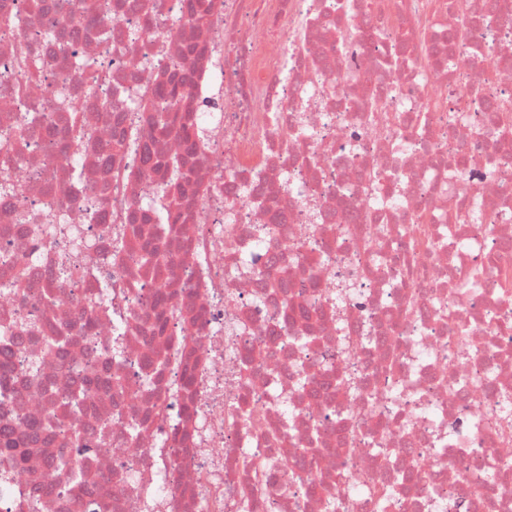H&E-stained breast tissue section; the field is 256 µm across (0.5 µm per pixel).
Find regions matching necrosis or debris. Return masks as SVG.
<instances>
[{
	"mask_svg": "<svg viewBox=\"0 0 512 512\" xmlns=\"http://www.w3.org/2000/svg\"><path fill=\"white\" fill-rule=\"evenodd\" d=\"M174 2L0 0V177L14 183L0 195V331L12 340L0 417L18 408L45 427L31 448L27 420L15 423L29 454L0 501L241 512L248 488L253 512H324L329 496L342 512H512V468L473 484L512 457L500 417L512 399V128L487 111L512 105V0H469L465 17L449 0H214L203 26L172 21ZM84 6L92 26L46 40ZM20 14L21 30L9 23ZM452 29L464 32L453 46ZM20 41L35 63L28 81L9 68ZM75 49L108 82L70 72ZM171 60L198 88L220 81L224 97L197 170L208 191L171 206L176 232L145 265L135 250L112 254L111 239L119 209L143 204L158 170L140 168L117 197L104 161L124 156L133 125L156 158L183 152L128 101L162 86ZM61 88L83 103L78 118L58 104ZM382 105L399 125L372 119ZM26 111L40 117L19 125ZM258 164L263 207L243 193ZM424 234L442 249L410 248ZM92 265L130 315L119 366ZM160 294L196 315L197 385L178 428L152 418L174 374L145 380L147 359L163 360L182 329L153 330ZM248 349L261 364L242 373ZM244 448L266 482L240 464ZM57 456L92 482L51 474ZM415 468L422 478L402 488L399 474Z\"/></svg>",
	"mask_w": 512,
	"mask_h": 512,
	"instance_id": "necrosis-or-debris-1",
	"label": "necrosis or debris"
}]
</instances>
